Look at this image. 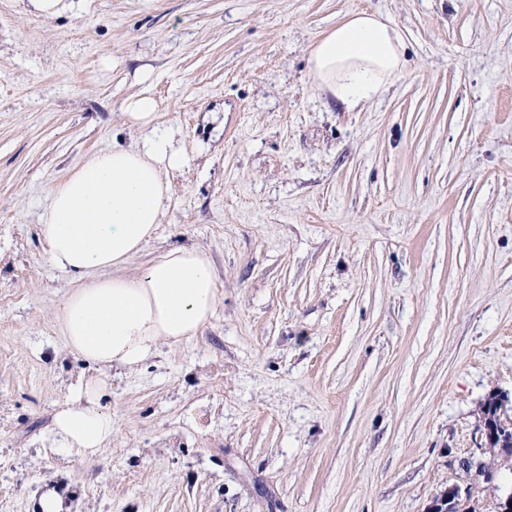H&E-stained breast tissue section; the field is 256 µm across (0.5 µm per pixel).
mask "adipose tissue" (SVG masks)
I'll use <instances>...</instances> for the list:
<instances>
[{
  "label": "adipose tissue",
  "instance_id": "obj_1",
  "mask_svg": "<svg viewBox=\"0 0 512 512\" xmlns=\"http://www.w3.org/2000/svg\"><path fill=\"white\" fill-rule=\"evenodd\" d=\"M405 66L401 31L368 11L328 29L309 55L314 88L349 112L381 95ZM124 119L140 142L87 159L53 189L40 225L48 261L76 283L60 310L66 344L96 369L71 385L53 421L54 448L74 459L100 453L112 438V416L101 404L105 371L138 369L161 344L191 341L217 302L213 269L192 246L168 248L139 274H124L170 205L168 171L188 162L158 127L152 97L127 100Z\"/></svg>",
  "mask_w": 512,
  "mask_h": 512
}]
</instances>
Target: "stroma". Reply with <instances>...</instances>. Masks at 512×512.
<instances>
[{
    "instance_id": "35a3bbf8",
    "label": "stroma",
    "mask_w": 512,
    "mask_h": 512,
    "mask_svg": "<svg viewBox=\"0 0 512 512\" xmlns=\"http://www.w3.org/2000/svg\"><path fill=\"white\" fill-rule=\"evenodd\" d=\"M382 14L407 66L362 111L309 48ZM148 94L189 157L133 257L192 245L217 281L190 342L110 370L112 439L50 448L88 367L39 224L90 155L135 145ZM512 398V0H0V512H428ZM73 504L55 489L46 491L35 505L36 512H72Z\"/></svg>"
}]
</instances>
